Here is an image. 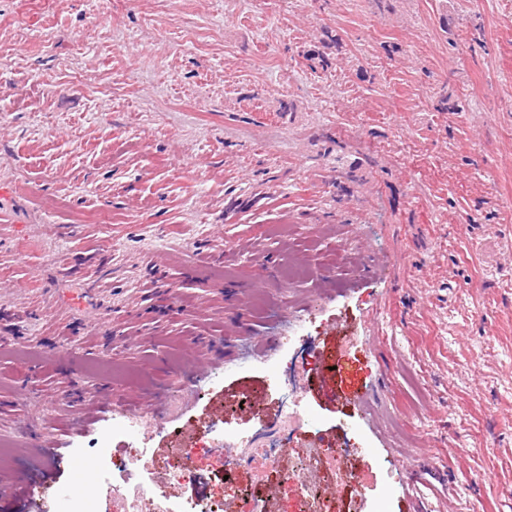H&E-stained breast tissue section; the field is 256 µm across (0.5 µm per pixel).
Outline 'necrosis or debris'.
Returning <instances> with one entry per match:
<instances>
[{
	"label": "necrosis or debris",
	"instance_id": "4bbe7bcc",
	"mask_svg": "<svg viewBox=\"0 0 512 512\" xmlns=\"http://www.w3.org/2000/svg\"><path fill=\"white\" fill-rule=\"evenodd\" d=\"M280 419L284 437L266 443L244 433L235 435L233 441H226L223 432L213 425L206 427L205 432L212 439L213 452L223 456L226 466L253 465L255 476L261 481L268 472L276 470L279 461L287 455L288 435L315 425L299 394L283 403ZM144 425L140 414H125L122 431L124 436L135 439V446L112 454L103 452L90 456L81 453L72 457L73 466L101 489L100 495L82 498L76 512H226L225 502L220 498H200L185 505L175 499L174 489L190 480L193 474L197 451L186 449L181 468L157 474L150 450L140 440ZM347 454V449L339 448L325 457H303L290 470L282 472L281 479L284 483L300 486L315 504L321 500V491L313 474L325 468L335 472L337 483L352 487L356 498H365L369 486L362 472L345 465Z\"/></svg>",
	"mask_w": 512,
	"mask_h": 512
}]
</instances>
